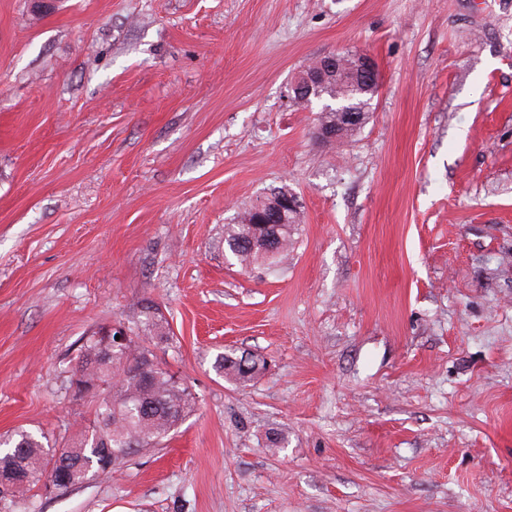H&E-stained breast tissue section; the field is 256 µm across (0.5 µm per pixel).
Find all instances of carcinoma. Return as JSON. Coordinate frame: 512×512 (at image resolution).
Wrapping results in <instances>:
<instances>
[{"label": "carcinoma", "instance_id": "1", "mask_svg": "<svg viewBox=\"0 0 512 512\" xmlns=\"http://www.w3.org/2000/svg\"><path fill=\"white\" fill-rule=\"evenodd\" d=\"M355 81L347 66L339 64L330 87L322 90L326 97L352 96ZM289 223L273 228L276 247L272 252L247 246L252 234L251 210L239 215L233 224L224 225V252L241 268L258 263L270 267L282 263L292 242L293 226L298 213L286 211ZM141 335L132 336L126 349L111 357L100 355L93 331L82 346L75 376L84 389L98 383L112 386V396L97 401L89 430L81 440L65 448H49L33 434L21 431L6 441L0 440V500L14 495L23 486H37L53 478L57 489L67 490L84 483L100 471L109 473L116 466L149 448H157L171 431L194 410L192 394L163 366L154 361L152 347L173 340L167 322L151 301L142 304ZM214 370L241 386L253 381L265 369V361L244 358L234 350L216 355Z\"/></svg>", "mask_w": 512, "mask_h": 512}]
</instances>
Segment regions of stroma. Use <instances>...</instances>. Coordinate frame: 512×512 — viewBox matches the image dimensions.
<instances>
[{
    "label": "stroma",
    "instance_id": "1",
    "mask_svg": "<svg viewBox=\"0 0 512 512\" xmlns=\"http://www.w3.org/2000/svg\"><path fill=\"white\" fill-rule=\"evenodd\" d=\"M327 53L378 71L331 145ZM279 188L287 261L229 264ZM147 298L194 412L6 512H512V0H0V435L82 434V341ZM339 59H342V57L336 53L322 55L317 59L319 63L316 67H309L308 65L298 71L292 78V90L295 92V97H304L303 102L305 103L313 94L319 93L320 88L326 84L327 77L333 72L334 64ZM332 75L333 81L330 82L331 87L321 90L325 97L339 96L342 100L346 101L344 96H357L356 102H347L350 105L367 106L369 109L373 94L369 90H364L361 95L353 94L354 85L357 83L354 81V78L345 64L340 63ZM368 109L367 112H365L366 117L364 112L356 110L343 109L338 111L340 119L345 122L344 124L351 126L339 127L341 138L352 135L353 132L360 129L366 123L369 118ZM274 192L270 193V195L266 196L263 201L260 202L259 205L263 207L266 205V201H270V196H273ZM282 203L281 205H276L277 208L273 211H265L262 206H259L257 209H254L253 215L251 214V210L256 206H253L243 213L238 214L237 220L235 224H226L224 227V253L227 256V252L231 254V256L235 259L236 263L241 266L242 269H247L252 265H256L258 263L267 264L270 267L278 266L282 263L283 258L288 252V245L292 242L293 237V226L297 223V212H293L290 210L299 209V201L296 196L293 194H288L285 197H282L279 200ZM286 211V215L289 220V224H282L283 222V213ZM282 216V220L280 219ZM260 224L258 226L257 241L253 240V244L257 242V245H262L267 242V238L261 236L259 230L269 229L276 237V247L275 250L269 252L268 250L261 252L259 249L252 250L249 248L246 243L249 237L252 234V225ZM277 224L276 227L271 229L273 225ZM265 366L263 359L250 356L245 360L242 354L238 356L235 350L225 349L216 355L213 368L218 375L244 386L253 381Z\"/></svg>",
    "mask_w": 512,
    "mask_h": 512
}]
</instances>
